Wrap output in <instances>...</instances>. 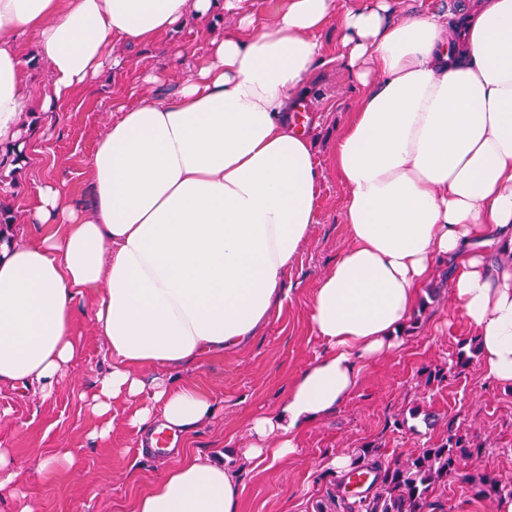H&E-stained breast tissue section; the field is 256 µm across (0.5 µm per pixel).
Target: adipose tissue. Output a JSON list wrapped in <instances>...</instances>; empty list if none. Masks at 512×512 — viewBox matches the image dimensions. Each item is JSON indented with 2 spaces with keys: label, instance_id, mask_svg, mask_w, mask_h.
Returning <instances> with one entry per match:
<instances>
[{
  "label": "adipose tissue",
  "instance_id": "adipose-tissue-1",
  "mask_svg": "<svg viewBox=\"0 0 512 512\" xmlns=\"http://www.w3.org/2000/svg\"><path fill=\"white\" fill-rule=\"evenodd\" d=\"M244 0H0V146L20 136L27 84L18 45L34 39L50 101L72 99L113 64L112 44L153 43L188 13L240 14L172 95L112 105L90 155V201L45 185L31 217L58 225L33 244L0 233V387L49 397L80 355L77 302L112 368L90 397L115 405L152 452L212 400L173 382L184 366L233 351L283 304L284 281L320 215L323 172L294 114L317 67L360 87L332 149L349 242L313 295L324 350L272 412L247 422L248 461L277 463L303 431L354 393L361 365L396 349L438 264L481 364L512 384V0L467 13L395 16L391 0L335 14L334 0H285L256 20ZM341 31L335 54L319 34ZM154 370L144 380L143 370ZM233 467L175 452L132 512H237Z\"/></svg>",
  "mask_w": 512,
  "mask_h": 512
}]
</instances>
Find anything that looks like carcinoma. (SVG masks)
<instances>
[{
    "label": "carcinoma",
    "mask_w": 512,
    "mask_h": 512,
    "mask_svg": "<svg viewBox=\"0 0 512 512\" xmlns=\"http://www.w3.org/2000/svg\"><path fill=\"white\" fill-rule=\"evenodd\" d=\"M471 361L466 352H458L448 369L427 368L424 384L430 385L447 377L448 373L465 367ZM477 435H461L454 429V419H448V438L437 446L398 457L391 462L381 460L377 447L358 450L348 472L368 470L375 473L374 482L356 496L351 512H434L443 505L433 501L436 489L453 480L466 482L477 499L512 498V485L505 484L492 472L470 476L463 471L465 462L483 450Z\"/></svg>",
    "instance_id": "carcinoma-1"
}]
</instances>
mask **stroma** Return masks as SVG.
<instances>
[{"mask_svg": "<svg viewBox=\"0 0 512 512\" xmlns=\"http://www.w3.org/2000/svg\"><path fill=\"white\" fill-rule=\"evenodd\" d=\"M237 25L236 13L218 12L206 24L191 20L160 35L152 46L116 44L112 53L125 59V66L104 70L52 111L42 108L49 93L47 66L34 61V45L20 42L23 58L34 61L28 69L29 110L23 117L26 160L17 167L9 162L0 165V204L9 207L13 230L42 238L43 227L31 223L30 211L39 187L46 183L85 195L89 156L112 120L114 100L131 103L141 92L174 93L204 52L208 36ZM149 74L156 75V82H146ZM313 85L305 107L318 117L311 134L323 163L320 222L291 265V293L282 312L273 315L243 349L187 372V380L210 394L214 411L180 445L188 454L220 455L237 467L238 512H348L352 498L338 483L335 457L355 455L368 443L378 446L386 461L411 455L445 440L451 418L461 433H475L486 441L485 454L470 460L469 470H488L512 483V386L487 377L477 359L442 382L428 387L422 383L423 367L447 366L474 337L471 327L456 321L446 292L437 299L422 296L417 322L406 330L401 346L363 367L352 397L309 427L287 461L272 467L242 461L240 450L249 442L246 422L272 411L293 378L324 348L311 327L310 304L319 278L348 242L343 220L346 191L331 151L357 92L344 70L336 67L319 70ZM94 303L89 296L78 304L81 357L49 398L20 388L0 389V448L27 471L18 499L1 497L0 512H18L23 504L32 512H131L134 501L165 471L161 456L139 457V436L125 423L127 407L115 409L107 440L91 436L97 420L84 397L112 365L92 323ZM427 412L439 415L437 426L424 424ZM60 448L78 452L85 482L63 470L40 471V461Z\"/></svg>", "mask_w": 512, "mask_h": 512, "instance_id": "1", "label": "stroma"}]
</instances>
